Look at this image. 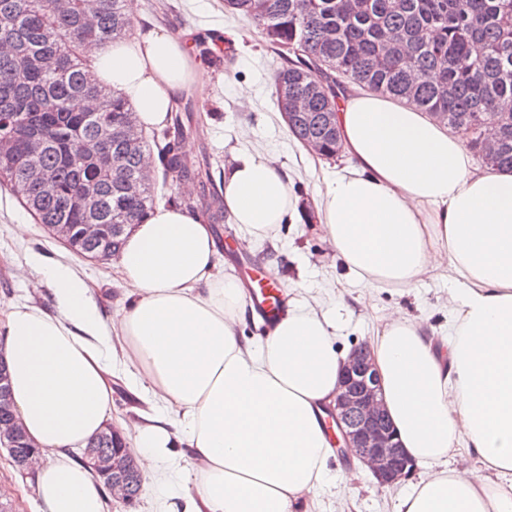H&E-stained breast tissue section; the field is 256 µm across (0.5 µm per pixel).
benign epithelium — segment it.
Here are the masks:
<instances>
[{"label":"benign epithelium","instance_id":"obj_1","mask_svg":"<svg viewBox=\"0 0 512 512\" xmlns=\"http://www.w3.org/2000/svg\"><path fill=\"white\" fill-rule=\"evenodd\" d=\"M325 411L340 434L336 442L341 453L349 458L368 460L380 485L393 487L411 475L415 464L400 444L394 442V430L380 396L379 374L369 347L359 346L349 354L336 397ZM0 447L8 449L21 472L26 473L33 466L35 448L27 441L13 414L0 420ZM85 463L99 476L112 499L125 500L126 485L121 470L136 469L134 455L121 462L114 455L88 453Z\"/></svg>","mask_w":512,"mask_h":512}]
</instances>
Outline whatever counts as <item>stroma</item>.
I'll return each instance as SVG.
<instances>
[{
	"instance_id": "obj_1",
	"label": "stroma",
	"mask_w": 512,
	"mask_h": 512,
	"mask_svg": "<svg viewBox=\"0 0 512 512\" xmlns=\"http://www.w3.org/2000/svg\"><path fill=\"white\" fill-rule=\"evenodd\" d=\"M134 15L139 29L157 26L174 36L192 39L205 30L218 28L231 41L236 53L224 71V79L209 96H195L198 106L209 108L202 130L193 137V153L206 154L215 182H222L224 169L239 147V128L251 129L252 150L271 155L281 166L300 208L313 204L317 188L335 161L311 155L289 132L274 97V58L262 43L249 21L224 10V0H137ZM250 94H241L243 86ZM25 224L29 232L17 239L15 225ZM222 243L224 271L239 276V265L248 261L274 274L283 288H297L306 296L318 289L334 288L344 278L323 242L317 221L299 219L282 225L274 242H256L249 251L238 248L240 232L233 222L215 225ZM42 252L76 266L82 275L110 288L113 307L124 301V290L113 283V261L96 262L70 252L46 229L34 223L32 216L7 192L0 190V309L36 293L38 302L50 306L48 289H36V275L26 281L13 277L16 266L25 264L32 252ZM451 283L426 281L418 285L417 294L429 324L443 331L448 327L447 298L454 291ZM348 307L344 316L345 330L339 338V349L350 350L368 341L376 311H365L363 290H342ZM397 489L378 487L375 480L361 477L356 483L355 500L348 503L333 495L331 488L319 489L323 512H392ZM0 504L7 512H34L33 482L29 475L14 467L6 449H0Z\"/></svg>"
}]
</instances>
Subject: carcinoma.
<instances>
[{
    "label": "carcinoma",
    "mask_w": 512,
    "mask_h": 512,
    "mask_svg": "<svg viewBox=\"0 0 512 512\" xmlns=\"http://www.w3.org/2000/svg\"><path fill=\"white\" fill-rule=\"evenodd\" d=\"M247 19L277 61L274 89L288 129L302 144L318 142L322 157L343 150L336 101L351 86L412 100L448 125L475 154L482 127L496 123L491 167L512 170V0H224ZM137 22L128 0H0V187L55 232L70 226V249L110 259L120 254L132 225L155 202L154 181L143 179V157L157 150L163 179L196 183L199 194L174 205L224 221L222 196L205 156L180 150L205 119L191 104L170 112L167 125L129 144L121 127L136 121L132 106L93 76L88 48L132 42ZM479 42L485 51L471 52ZM92 99L93 112L73 102ZM43 139L29 150L31 135ZM33 167L49 170L50 191L28 181ZM81 224L119 225L98 242L79 236ZM85 451L125 456L112 432H100Z\"/></svg>",
    "instance_id": "1"
}]
</instances>
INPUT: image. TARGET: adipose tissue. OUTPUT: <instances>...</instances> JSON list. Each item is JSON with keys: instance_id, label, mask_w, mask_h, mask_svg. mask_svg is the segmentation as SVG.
Here are the masks:
<instances>
[{"instance_id": "ef3b65f1", "label": "adipose tissue", "mask_w": 512, "mask_h": 512, "mask_svg": "<svg viewBox=\"0 0 512 512\" xmlns=\"http://www.w3.org/2000/svg\"><path fill=\"white\" fill-rule=\"evenodd\" d=\"M97 81L132 104L137 126H165L181 94L214 73L158 27L89 54ZM344 162L319 188L322 239L352 282L406 290L456 283L448 332L402 308L369 338L388 416L414 461L439 462L403 491L395 512H512V173L481 169L443 122L410 101L357 88L339 103ZM224 170L223 202L240 249L274 235L294 208L272 156L247 149ZM211 225L158 208L126 237L114 317L68 263L32 253L52 306L11 304L0 362L16 416L38 450L39 512H107L102 481L75 456L107 428L132 435L161 512H317L334 449L323 418L346 354L344 323L321 304L289 300L271 331L241 336L242 284L220 269ZM150 410L114 416L116 367ZM474 466L452 467L453 454Z\"/></svg>"}]
</instances>
